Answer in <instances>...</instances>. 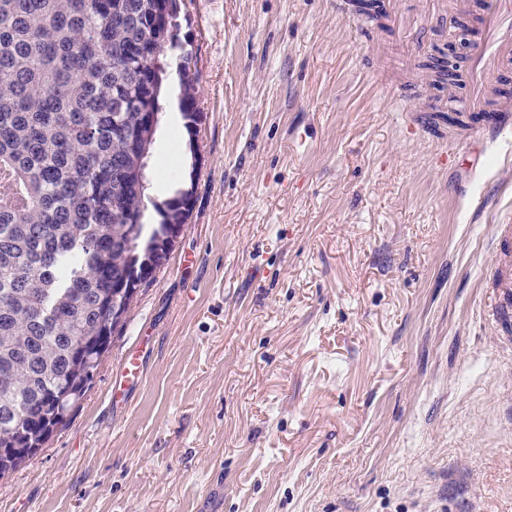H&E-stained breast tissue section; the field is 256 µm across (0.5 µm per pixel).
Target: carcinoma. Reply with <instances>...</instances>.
Masks as SVG:
<instances>
[{"label":"carcinoma","instance_id":"1","mask_svg":"<svg viewBox=\"0 0 512 512\" xmlns=\"http://www.w3.org/2000/svg\"><path fill=\"white\" fill-rule=\"evenodd\" d=\"M179 0H0V478L66 428L128 314L145 214L181 224L193 193L150 197L171 79L188 139L197 72Z\"/></svg>","mask_w":512,"mask_h":512}]
</instances>
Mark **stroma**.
<instances>
[{
	"label": "stroma",
	"instance_id": "obj_1",
	"mask_svg": "<svg viewBox=\"0 0 512 512\" xmlns=\"http://www.w3.org/2000/svg\"><path fill=\"white\" fill-rule=\"evenodd\" d=\"M336 2L182 0L202 120L172 150L171 87L151 192L192 183L185 232L0 512H512V320L488 317L512 145L456 194L488 123L472 80L450 122L420 116L437 90L408 98L453 35L409 56L390 16L358 31ZM142 377V359L138 351L128 352L122 359L120 371L111 382L110 398L121 402L128 389L139 383Z\"/></svg>",
	"mask_w": 512,
	"mask_h": 512
}]
</instances>
